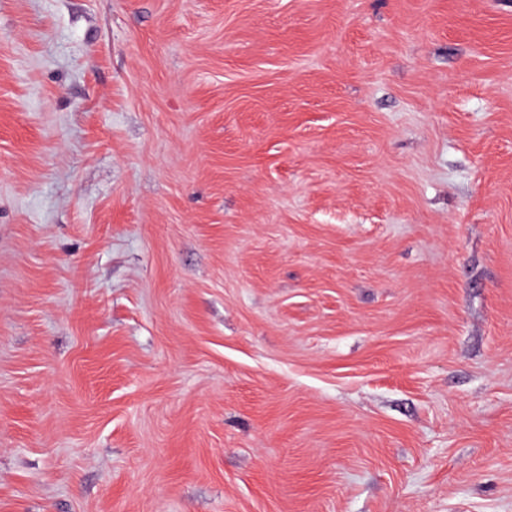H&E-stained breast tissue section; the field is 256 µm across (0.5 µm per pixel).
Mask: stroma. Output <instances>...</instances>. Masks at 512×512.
<instances>
[{"mask_svg":"<svg viewBox=\"0 0 512 512\" xmlns=\"http://www.w3.org/2000/svg\"><path fill=\"white\" fill-rule=\"evenodd\" d=\"M0 512H512V0H0Z\"/></svg>","mask_w":512,"mask_h":512,"instance_id":"stroma-1","label":"stroma"}]
</instances>
